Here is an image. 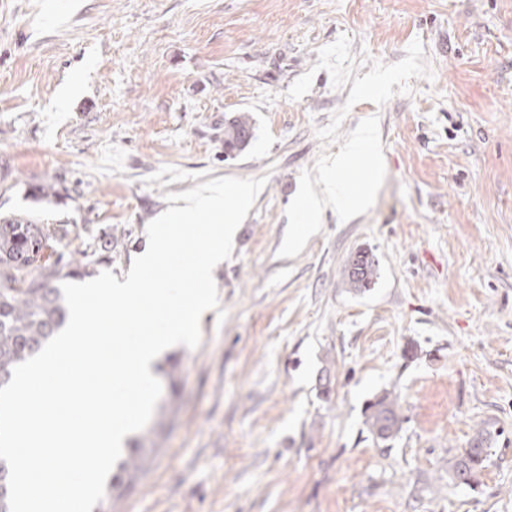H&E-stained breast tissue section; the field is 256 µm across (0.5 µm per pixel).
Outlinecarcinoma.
<instances>
[{
  "label": "carcinoma",
  "instance_id": "cac0c4a2",
  "mask_svg": "<svg viewBox=\"0 0 512 512\" xmlns=\"http://www.w3.org/2000/svg\"><path fill=\"white\" fill-rule=\"evenodd\" d=\"M254 134L248 116L240 114L224 123V148L232 149L239 135ZM75 224H42L29 215H14L0 219V386L12 377L13 368L38 353L65 325L68 311L60 288L54 281L63 268L66 275L78 277L87 272L88 264L64 261L65 253L54 249L69 237H80ZM100 245L92 250L93 263L112 262V250L117 241L112 234L102 232ZM356 263L359 271L346 272L350 287L362 290L375 284L378 265L374 255L362 252ZM368 432L373 439L385 444L394 440L401 430L402 419L397 398L389 393L377 397L366 409ZM487 438L478 433L471 447L454 457L449 467L452 478L466 483L465 475L475 476L483 468L488 451ZM142 467L140 449L133 448L130 459L119 464L118 472L107 481V493L96 505L95 512H112V492L122 493Z\"/></svg>",
  "mask_w": 512,
  "mask_h": 512
}]
</instances>
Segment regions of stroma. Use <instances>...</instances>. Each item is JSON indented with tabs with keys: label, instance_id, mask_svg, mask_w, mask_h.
Segmentation results:
<instances>
[{
	"label": "stroma",
	"instance_id": "1",
	"mask_svg": "<svg viewBox=\"0 0 512 512\" xmlns=\"http://www.w3.org/2000/svg\"><path fill=\"white\" fill-rule=\"evenodd\" d=\"M343 35L386 64L421 41L432 76L351 107L341 133L380 120L376 202L325 210L282 258L301 172L340 150L316 131L350 90L313 66ZM241 113L254 138L225 153ZM225 176L267 179L213 273L227 318L176 350L179 393L136 432L151 454L113 512H512V0H0L1 217L87 226L78 262L112 233L120 279L166 194ZM386 391L403 423L384 448L364 421ZM480 431L487 460L455 484ZM248 133L254 138V128L248 116L240 114L224 123V148L232 150V143L236 142L240 134ZM357 254L362 255L360 259L355 260V266L359 267L360 270L357 273L349 271L353 256L347 259L345 270L349 286L361 291L362 289L366 290V288H371V286L375 284L378 265L374 255L369 251L358 252Z\"/></svg>",
	"mask_w": 512,
	"mask_h": 512
}]
</instances>
